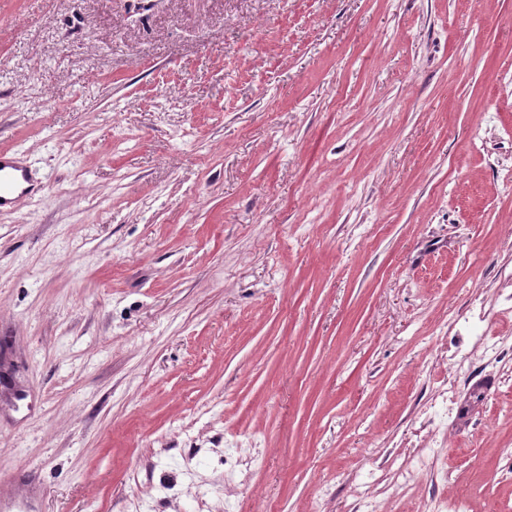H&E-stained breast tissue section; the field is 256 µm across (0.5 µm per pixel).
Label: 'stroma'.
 I'll use <instances>...</instances> for the list:
<instances>
[{"label":"stroma","instance_id":"stroma-1","mask_svg":"<svg viewBox=\"0 0 512 512\" xmlns=\"http://www.w3.org/2000/svg\"><path fill=\"white\" fill-rule=\"evenodd\" d=\"M0 497L512 512V0H0ZM31 163L18 151H0V209L12 207L44 189Z\"/></svg>","mask_w":512,"mask_h":512}]
</instances>
